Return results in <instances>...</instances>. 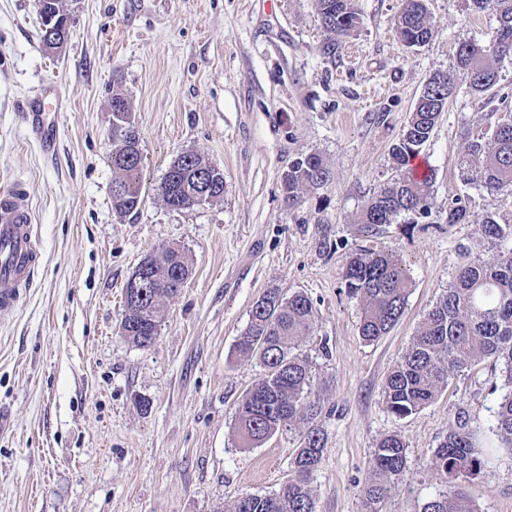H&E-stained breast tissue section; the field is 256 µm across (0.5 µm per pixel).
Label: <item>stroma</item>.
Wrapping results in <instances>:
<instances>
[{
    "label": "stroma",
    "mask_w": 512,
    "mask_h": 512,
    "mask_svg": "<svg viewBox=\"0 0 512 512\" xmlns=\"http://www.w3.org/2000/svg\"><path fill=\"white\" fill-rule=\"evenodd\" d=\"M72 38L44 49L36 0H0V188L26 189L39 267L14 313L0 319V512H231L245 493L278 491L307 425L252 448L234 424L261 376L235 344L267 290L301 291L314 329L301 341L326 450L311 489L316 512H361L360 490L385 435L407 447L383 512H421L440 490L431 450L465 412L479 445L495 442L502 393L492 361L449 381L406 418L383 389L423 314L467 256L491 258L477 219L512 224V200L464 183V129L512 115V59L494 98L457 82L422 154L435 172L429 213L369 231L365 200L393 178L392 147L429 76L452 71L464 41L485 42L496 21L467 0H426L432 35L407 49L394 29L402 0H356L361 20L336 56L316 0H62ZM58 95L56 143L45 153L26 119L38 90ZM129 101L147 159L137 214L112 209L113 93ZM224 174V196L173 210L156 186L182 153ZM319 154L324 187L288 206L291 163ZM468 196L475 214L448 223ZM180 246L191 274L166 302L148 348L121 333L124 287L143 258ZM386 250L411 289L391 332L368 343L362 306L342 278L360 249ZM148 399V407L136 397ZM469 494L478 512H512V448H500Z\"/></svg>",
    "instance_id": "35a3bbf8"
}]
</instances>
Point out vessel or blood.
<instances>
[{
    "instance_id": "obj_1",
    "label": "vessel or blood",
    "mask_w": 512,
    "mask_h": 512,
    "mask_svg": "<svg viewBox=\"0 0 512 512\" xmlns=\"http://www.w3.org/2000/svg\"><path fill=\"white\" fill-rule=\"evenodd\" d=\"M34 112L28 113L31 125L41 132L44 149H52L54 129L43 119L44 95H35ZM39 264L26 190L14 185L0 190V317L14 312L22 286L30 284Z\"/></svg>"
}]
</instances>
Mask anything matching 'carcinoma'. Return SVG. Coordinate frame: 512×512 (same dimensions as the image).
Here are the masks:
<instances>
[{
  "mask_svg": "<svg viewBox=\"0 0 512 512\" xmlns=\"http://www.w3.org/2000/svg\"><path fill=\"white\" fill-rule=\"evenodd\" d=\"M395 18L401 40L409 49L424 46L431 27L424 0H403ZM473 10L495 16L497 27L485 43L463 42L456 51L454 73L435 72L419 96L392 153L400 174L384 184L365 202L358 223L369 230L391 224L402 215H423L434 173L419 177L410 167L418 157L455 89V79L465 81L479 99L494 96L500 82L499 64L512 58V0H470ZM323 28L334 35L324 53L335 54L336 46L359 24L354 0H317ZM112 109V209L128 216L141 205V179L146 167L140 138H128L121 130L131 124L128 100L113 93ZM458 160L461 176L490 193L512 198V115L489 123L485 132L467 130ZM211 175L209 196H224V177L211 169L208 160L184 152L169 166L157 186L164 204L175 210L191 207V192L198 174ZM331 179V171L320 155L310 153L295 160L282 179L288 204L300 194L318 189ZM474 218L470 200L461 197L448 206L449 224H465ZM481 237L496 249L489 261L477 255L458 267L444 296L424 313L415 336L399 364L388 375L383 400L395 417L405 418L435 400L448 381L459 372L486 359L501 365L508 391L494 411L499 445L512 448V224H501L492 215L478 218ZM148 279L164 277L161 288H147L144 296L124 295L127 324L125 337L139 348L154 344L162 303L176 297L189 275V263L179 249L166 248L148 255L140 263ZM348 294L363 307L359 333L368 343L379 340L398 322L407 304L410 280L405 266L393 254L364 250L350 256L342 272ZM313 305L297 292L284 298L276 289L266 292L253 306L248 326L235 350L255 358L263 366L262 377L242 396L235 419L240 447L250 448L280 429L303 418L309 426L292 462L288 482L266 495L246 493L233 512H315L311 480L325 450L322 430L314 425L321 404L311 395L309 360L296 352L299 341L313 329ZM495 447H479L467 417L459 412L448 433L432 449L431 467L444 490L423 506V512H478L467 492V484L486 472ZM407 462V448L396 433L382 437L373 452V476L361 489V512H382L390 496L392 480Z\"/></svg>",
  "mask_w": 512,
  "mask_h": 512,
  "instance_id": "carcinoma-1",
  "label": "carcinoma"
}]
</instances>
